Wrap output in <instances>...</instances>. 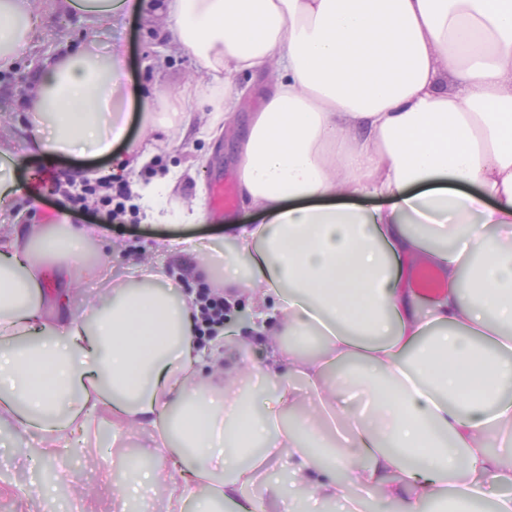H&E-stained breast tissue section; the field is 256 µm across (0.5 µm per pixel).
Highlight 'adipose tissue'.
Returning a JSON list of instances; mask_svg holds the SVG:
<instances>
[{
  "mask_svg": "<svg viewBox=\"0 0 512 512\" xmlns=\"http://www.w3.org/2000/svg\"><path fill=\"white\" fill-rule=\"evenodd\" d=\"M147 0H58L92 31ZM197 78L177 91L132 79L121 46L94 39L44 54L35 118L0 160L106 157L130 164L224 130L239 76L282 70L235 143L241 194L260 215L226 218L235 257L189 240L232 314L210 342L196 294L128 266L71 310L122 246L66 213L0 230V426L75 451L101 427L152 440L153 469L119 492L168 481L169 512H257L266 474L287 467L309 503L440 507L512 481V0H162ZM33 0H0V70L35 46ZM454 78L457 90L445 80ZM207 110L194 127L193 107ZM148 134L130 137L133 122ZM159 174L133 185L151 221L207 220L171 205ZM373 197L377 206H355ZM447 288L411 287L417 261ZM247 310V324L235 316ZM269 342L254 358L240 336ZM261 379L270 390L259 394Z\"/></svg>",
  "mask_w": 512,
  "mask_h": 512,
  "instance_id": "1",
  "label": "adipose tissue"
}]
</instances>
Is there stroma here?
Here are the masks:
<instances>
[{"label": "stroma", "mask_w": 512, "mask_h": 512, "mask_svg": "<svg viewBox=\"0 0 512 512\" xmlns=\"http://www.w3.org/2000/svg\"><path fill=\"white\" fill-rule=\"evenodd\" d=\"M43 14L42 29L35 49L24 55L15 70L0 72V135L18 136L20 125L28 120L30 104L25 88L34 77L40 57L49 49L66 42L79 43L86 37V25L77 18H66L52 10V0H36ZM167 26L164 15L153 9L125 19L118 28L99 33L101 45L121 38L127 51L129 71L135 80L147 87L174 89L190 80L195 67L189 56L166 49L163 31ZM230 133L206 142L186 136L180 146L161 154L155 166L140 169L127 167L124 149H116L108 158L78 163L63 160L50 165L23 163L12 170L15 180L24 186L35 215L65 212L75 224H98L106 240L124 245L125 259L113 261L104 272L102 281L80 286L75 296V308L84 300L95 299L111 290L124 279L130 262H142L176 270L183 291L200 288L203 279L187 257L150 251L149 242L159 236L195 235L211 241L214 255L228 254L229 243L224 237V215L209 211L203 224H148L143 220L134 201H126V217L111 220L107 207L97 198L81 200L55 191L56 183L69 179L92 178L94 173L108 169L113 179L126 182L150 181L155 168L174 170L177 176L175 195L182 208L196 205V182L204 180L206 187L216 182L237 180L235 160L228 147ZM151 442L147 435L135 430H113L103 427L88 438L82 450L65 458L45 456L37 434L17 436L10 428H0V512H38L36 505L25 498L28 489H35L51 512H123L117 507L112 490L113 467L120 457L135 456L144 468H151Z\"/></svg>", "instance_id": "1"}]
</instances>
